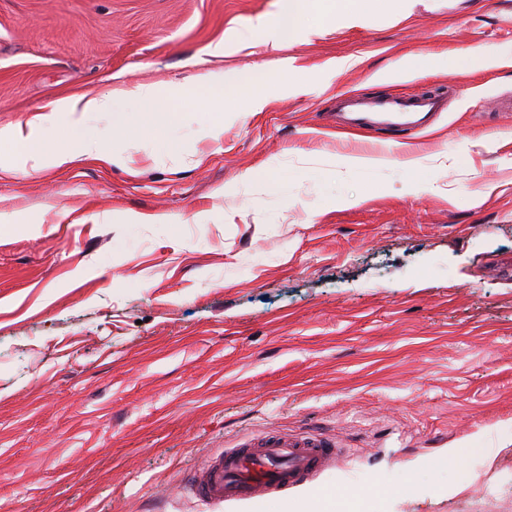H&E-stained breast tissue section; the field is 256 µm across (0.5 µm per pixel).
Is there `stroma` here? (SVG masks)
Wrapping results in <instances>:
<instances>
[{
    "label": "stroma",
    "mask_w": 512,
    "mask_h": 512,
    "mask_svg": "<svg viewBox=\"0 0 512 512\" xmlns=\"http://www.w3.org/2000/svg\"><path fill=\"white\" fill-rule=\"evenodd\" d=\"M287 5L0 0V128L105 86L279 85L216 139L176 99L175 124L130 140L88 116L118 164L27 173L0 149V512H298L333 489L367 512H512V0L231 39ZM432 92L447 109L412 132L350 136L337 109ZM269 430L342 457L285 494H190Z\"/></svg>",
    "instance_id": "stroma-1"
}]
</instances>
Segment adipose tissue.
I'll return each mask as SVG.
<instances>
[{
	"label": "adipose tissue",
	"instance_id": "1",
	"mask_svg": "<svg viewBox=\"0 0 512 512\" xmlns=\"http://www.w3.org/2000/svg\"><path fill=\"white\" fill-rule=\"evenodd\" d=\"M400 0H295L276 19L257 18L244 31L234 33L238 42L263 34L267 43L280 46L298 34H316L339 23L355 24L365 20L377 4L398 8ZM135 101L139 110L130 119H117L118 136L129 139L148 129L170 125L174 113L159 89L152 84L139 83L128 90L109 88L96 92H81L50 102L45 115L30 122L28 129H0V145H21L26 160L33 170L60 167L79 158L106 159L107 154L99 138L86 125L92 112H116L125 101ZM66 118V143L53 147L47 141L46 126L54 117Z\"/></svg>",
	"mask_w": 512,
	"mask_h": 512
}]
</instances>
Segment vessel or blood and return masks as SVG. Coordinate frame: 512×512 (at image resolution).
I'll list each match as a JSON object with an SVG mask.
<instances>
[{"label":"vessel or blood","mask_w":512,"mask_h":512,"mask_svg":"<svg viewBox=\"0 0 512 512\" xmlns=\"http://www.w3.org/2000/svg\"><path fill=\"white\" fill-rule=\"evenodd\" d=\"M439 108L438 97L425 95L385 102L362 100L354 103L352 112L358 123L366 120L412 129ZM337 453V442L317 434L270 431L247 447L228 448L211 457L195 473L190 489L213 506L285 493L333 465Z\"/></svg>","instance_id":"vessel-or-blood-1"}]
</instances>
